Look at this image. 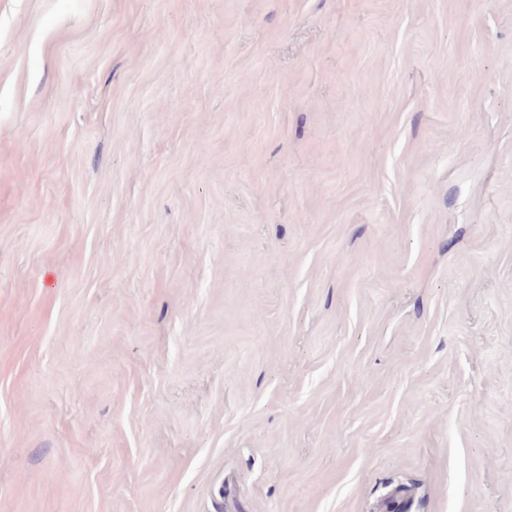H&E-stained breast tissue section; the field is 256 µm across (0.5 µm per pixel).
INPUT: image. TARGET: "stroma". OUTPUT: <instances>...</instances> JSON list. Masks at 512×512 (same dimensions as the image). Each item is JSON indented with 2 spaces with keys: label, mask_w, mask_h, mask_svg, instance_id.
Returning <instances> with one entry per match:
<instances>
[{
  "label": "stroma",
  "mask_w": 512,
  "mask_h": 512,
  "mask_svg": "<svg viewBox=\"0 0 512 512\" xmlns=\"http://www.w3.org/2000/svg\"><path fill=\"white\" fill-rule=\"evenodd\" d=\"M512 512V0H0V512Z\"/></svg>",
  "instance_id": "1"
}]
</instances>
